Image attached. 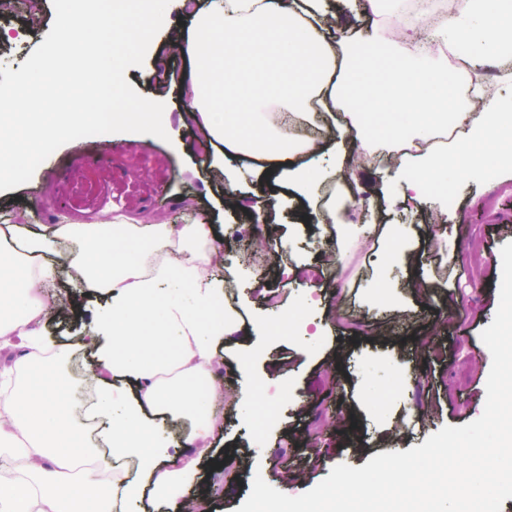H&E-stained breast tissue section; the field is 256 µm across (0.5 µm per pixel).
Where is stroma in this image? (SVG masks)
Masks as SVG:
<instances>
[{"label": "stroma", "instance_id": "35a3bbf8", "mask_svg": "<svg viewBox=\"0 0 512 512\" xmlns=\"http://www.w3.org/2000/svg\"><path fill=\"white\" fill-rule=\"evenodd\" d=\"M58 0H31L27 19L0 16V28L25 36L0 44V82L9 83L29 56L55 36ZM348 26L393 41L407 27L405 12L353 14ZM172 73L170 86L151 84L156 69ZM185 56L156 39L131 53L125 94L168 100L166 129L128 132L94 128L88 137L52 141L49 161L26 163L0 184V223L20 213L30 229L67 216L75 224L107 223L118 213L155 224H186L205 213L221 233L220 256L236 267L231 281L246 321L224 342L217 378L246 404L225 403L224 438L199 465L198 489L185 493L184 512H197L206 491L210 512H237L254 475L277 490L302 494L338 464L365 466L373 457L422 445L446 426L479 418L486 400L491 354L480 334L499 304L501 247L512 241V178L460 177L449 206L408 192L397 159L362 155L355 186L378 200L385 235L363 239L333 266L323 264L332 236L318 198L280 196L267 224L243 223L214 176L215 151L203 148L195 125L183 119ZM267 239L271 273L257 279L239 271L240 246ZM404 255L392 261V241ZM59 291L75 303L73 316L52 315L56 339H76L105 309L81 296L67 269ZM393 291L406 312L398 328ZM303 304L306 335L272 332L280 309Z\"/></svg>", "mask_w": 512, "mask_h": 512}]
</instances>
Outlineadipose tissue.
Returning <instances> with one entry per match:
<instances>
[{
	"label": "adipose tissue",
	"mask_w": 512,
	"mask_h": 512,
	"mask_svg": "<svg viewBox=\"0 0 512 512\" xmlns=\"http://www.w3.org/2000/svg\"><path fill=\"white\" fill-rule=\"evenodd\" d=\"M189 30L168 28L173 9ZM329 0H61L52 51L32 56L0 89V182L48 140L108 121L128 130L164 131L161 99H122L128 34L152 43L157 32L186 45L190 82L185 110L205 141L262 161L275 187L306 198L320 157L351 136L363 149L396 154L406 188L451 189L481 170L512 174V113L485 101L479 115L464 96L483 99L484 75L465 86L448 74V48L468 60L505 57L512 45V0H466L431 26V42L387 51L323 21ZM78 70L96 94L54 112L53 74ZM287 105L308 122L310 103L327 117L318 136L292 137L275 113ZM453 128L451 147L431 144ZM219 237L200 216L188 224H143L119 213L106 224L69 219L38 232L0 237V459L16 477H0V512H180L184 490L200 482L181 451L208 454L224 424L215 373L224 339L240 328L224 312V283L212 274ZM65 259L82 292L104 298L102 316L80 338L87 354L88 409L99 430L88 442L67 386L56 376L64 344L45 332L46 286L53 259Z\"/></svg>",
	"instance_id": "ef3b65f1"
}]
</instances>
